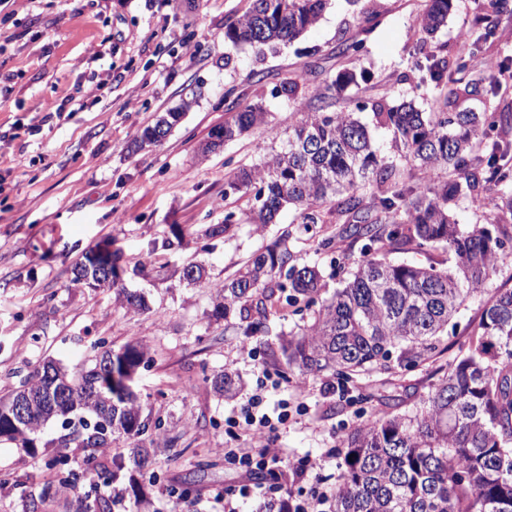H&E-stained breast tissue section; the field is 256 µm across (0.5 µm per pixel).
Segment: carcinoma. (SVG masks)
<instances>
[{
	"mask_svg": "<svg viewBox=\"0 0 512 512\" xmlns=\"http://www.w3.org/2000/svg\"><path fill=\"white\" fill-rule=\"evenodd\" d=\"M329 0H249L224 41L248 45L262 54L297 40L314 26ZM491 14L478 17L467 52L455 56V69L435 55L415 65L423 80L449 95L460 84L465 94L496 93L498 84L473 76L490 71L483 46L496 37L495 18L512 16L509 0H487ZM452 0H427L416 19L425 39L448 22ZM358 83L345 68L325 80L316 104L307 108L299 74L272 90L294 105L296 121L287 143L257 167L230 170L224 195L251 192L252 223L272 224L281 211L299 210L306 226L334 224L320 235L317 250L332 256L340 288L313 312L312 320L281 339L288 369L307 377H326L341 385L375 369L411 370L440 354L438 336L466 299L483 292L501 265L512 261V113L424 112L412 102L395 109L373 104L377 124L392 130L397 158L386 160L358 116L363 105L336 110L345 90ZM183 104L145 127L134 140L141 149L161 141L177 125ZM263 126L276 141L278 129L266 121L259 104L229 110L214 127L207 148L236 140ZM443 171L447 179L437 177ZM468 198L483 221L464 227L452 208ZM240 223L237 212H224V223L205 235L229 234ZM362 242L361 257L350 261L338 241ZM108 242L84 255L73 268L80 283L89 272L109 266L110 276L96 288H111L128 310L149 309L146 297L122 286V255ZM442 247L453 264L421 267L395 263L387 254L409 247ZM189 284L203 279L202 267L189 262L179 270ZM321 272L300 264L280 239L255 253L237 275L218 287L221 297L210 317L227 319L233 310L250 320L244 335L264 328L268 305L317 303ZM91 364L71 372L52 361L57 378L70 383L62 402L52 407L42 396L52 382L38 366L11 394L0 397V440L37 452L43 427L57 422L64 431L61 450L44 460L57 490L80 501L78 512H112L113 500L81 497V487L108 484L124 469L116 456L105 463L100 452L120 439L133 441L130 459L139 476L157 481L153 454L144 446L148 430L135 378L149 362V348L131 340L113 349L104 339L90 345ZM441 376L404 412L383 403L340 439V473L330 498V512H512V289H498L485 302L466 348L439 368ZM239 377L224 370L212 384L221 397L234 395ZM36 396L25 422L10 418V407L23 393ZM83 453L84 468L69 466L66 448ZM54 497L23 495L22 512H53Z\"/></svg>",
	"mask_w": 512,
	"mask_h": 512,
	"instance_id": "carcinoma-1",
	"label": "carcinoma"
}]
</instances>
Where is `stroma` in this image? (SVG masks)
I'll return each instance as SVG.
<instances>
[{"label":"stroma","instance_id":"stroma-1","mask_svg":"<svg viewBox=\"0 0 512 512\" xmlns=\"http://www.w3.org/2000/svg\"><path fill=\"white\" fill-rule=\"evenodd\" d=\"M482 3L453 0L447 28L423 40L415 20L425 0H331L298 40L260 57L224 41L247 0H0V396L44 361L76 369L97 339L117 347L137 338L152 362L139 370L135 390L161 424L160 482L146 487L137 512H172L166 491L189 472L197 477V512H223V492L253 481L224 451L251 447L247 432L230 436L229 423L242 420L257 393L273 419L281 401L290 402L275 440L288 461L322 462L318 474L295 486L296 496L328 491L340 462L338 437L378 408L386 374L334 392L326 378L289 373L279 337L309 322L312 311L301 303H279L266 330L251 336L235 315L208 323L216 286L254 252L285 236L299 262L317 259L315 239L291 208L263 229L244 223L205 237L209 225L223 223L225 208L245 216L253 207L252 194L225 195L230 166L258 164L274 148L258 127L208 152V133L228 106L256 102L288 132L292 108L272 89L300 74L312 99L326 76L348 65L365 79L338 106L367 103L364 121L381 100L445 108V96L421 85L414 61L422 52L452 60ZM345 40L364 42L357 60L340 56ZM50 101L61 114L47 110ZM182 104L185 115L164 140L133 150L144 127ZM107 241L123 254L124 286L146 294L148 311L127 312L112 289L73 282V265ZM190 261L206 269L200 284L179 279ZM510 287L506 264L485 294ZM485 294L469 299L442 336L439 364L467 345ZM225 368L242 380L231 399L218 397L210 382ZM0 470L18 481L0 489V512H21V488L38 492L48 482L39 456L6 441Z\"/></svg>","mask_w":512,"mask_h":512}]
</instances>
